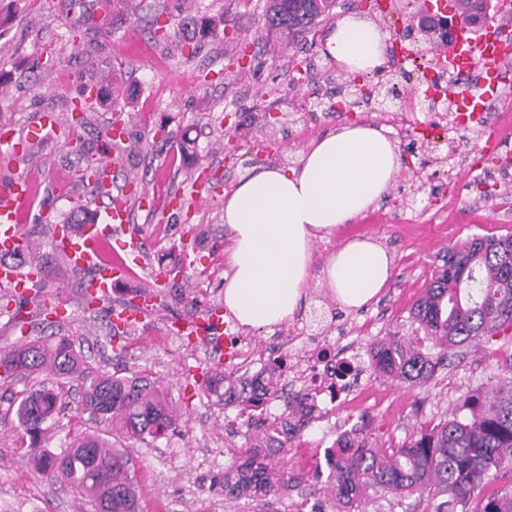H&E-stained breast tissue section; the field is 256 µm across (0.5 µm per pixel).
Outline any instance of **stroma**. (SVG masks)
Returning a JSON list of instances; mask_svg holds the SVG:
<instances>
[{
  "mask_svg": "<svg viewBox=\"0 0 512 512\" xmlns=\"http://www.w3.org/2000/svg\"><path fill=\"white\" fill-rule=\"evenodd\" d=\"M72 12L61 0H0V14L14 12L0 28V127L25 133L42 113H54L67 126L72 104L80 95V74L99 81L100 101L90 123L74 130V140L100 154L106 144L100 131L122 107L132 119L124 144L127 176H149L157 201L171 195L190 196L199 170L209 174L212 188L190 213L158 219L143 205L133 207V228L145 241L140 268L119 284L110 299L86 308L82 298L85 273L59 260L46 242L38 210L66 219L76 206L98 210L105 198L92 196L77 174L78 157L55 134L30 145L19 158L0 157V189L18 176L31 179L37 190L36 210L23 219L31 245L15 255L18 266H38L39 290L68 303L70 323L47 327L37 300L23 307L9 305L0 313V347L35 336L62 333L80 342L93 366L106 371L144 372L157 379L168 399L180 410L178 431L153 442L126 441L132 462L140 512H256L255 503L224 495V469L245 449V436H227L224 425L236 420L239 408L223 407L199 392L194 376L205 355L168 335L170 318L192 317L224 300V252L230 245L224 223V200L238 182L257 167L297 165L302 152L337 128L375 124L364 106L334 114L310 111L306 82L289 88L293 74L320 67L322 89L335 94L346 83L344 70L322 53L336 22L357 13L372 17L369 0H336L330 14L296 44L263 29L267 0H82ZM187 10L223 19L224 34L199 40L197 49H178L151 38L146 22L153 17L177 19ZM284 115V130L269 134L264 113ZM419 126L394 135L397 149L425 147L431 162L421 172L400 168L379 200L386 222L373 224L366 216L342 225L330 237L315 241L313 267L321 269L343 242L371 237L394 257L392 276L377 300L350 311L339 308L320 277H313L294 319L276 328L256 329L244 339L260 352L276 345L302 348L307 336L320 332L314 316L329 320L325 340L351 344L366 354L368 335L397 332L411 335L409 318L414 301L429 282L449 246L475 235L512 233V211L486 202L472 203L469 182L461 174V157L472 156L481 140L476 128L460 133V153L449 156L444 143H425L423 124L431 113L417 107ZM166 127L167 141L139 145L140 135ZM201 227L207 239L197 250L191 269L161 288V306L114 348L108 334L113 305L128 294L150 289L152 275L183 252L191 230ZM182 300H175V293ZM512 358V338L479 340L459 348L448 368L437 370L430 383L396 382L366 371L360 395L327 418L306 421L296 430L291 447L281 452L289 470L303 475L301 484L274 500L273 512H297L300 504L320 503L324 512L340 505L325 481L315 480L319 454L331 445L333 430L369 426L378 445L404 441L417 420L428 421L450 411L456 399L475 386H496V368ZM24 383L0 396V512H93L71 487L43 478L28 460L29 448L17 427L16 409ZM67 410L47 446L58 452L78 432L111 437L107 424L81 413L79 397L64 388Z\"/></svg>",
  "mask_w": 512,
  "mask_h": 512,
  "instance_id": "35a3bbf8",
  "label": "stroma"
}]
</instances>
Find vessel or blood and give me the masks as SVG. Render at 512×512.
Instances as JSON below:
<instances>
[{"instance_id": "vessel-or-blood-1", "label": "vessel or blood", "mask_w": 512, "mask_h": 512, "mask_svg": "<svg viewBox=\"0 0 512 512\" xmlns=\"http://www.w3.org/2000/svg\"><path fill=\"white\" fill-rule=\"evenodd\" d=\"M511 14L512 0H496L495 14L486 20L478 39H470V26L461 20L457 23L456 35L437 48V56L442 63L468 76L473 72L479 75L477 81L468 79L448 86L443 92L445 100L456 108L462 126L479 122L485 104L504 89L503 64L512 56V41L505 37L498 19ZM45 130V125L33 126L21 139L12 129L1 127L0 154H24L26 141L42 139ZM33 199L32 185L22 177L0 192V254L5 257L0 263V285L25 297L33 295L39 273L35 268L23 269L9 263L7 257L22 251L27 245L20 217L32 211ZM131 222L128 193L123 190L99 211L95 223L61 227L53 236L56 251L72 268L90 271L86 288L96 302L108 300L113 288L126 276L129 264L141 261L143 242L139 236L130 234ZM159 303L155 295L135 298L132 304L114 308L112 319L120 324L136 325ZM167 332L189 340L191 346L205 347L209 353V364L222 365L223 305L211 306L201 318L171 321Z\"/></svg>"}]
</instances>
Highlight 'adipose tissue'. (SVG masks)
<instances>
[{
    "label": "adipose tissue",
    "mask_w": 512,
    "mask_h": 512,
    "mask_svg": "<svg viewBox=\"0 0 512 512\" xmlns=\"http://www.w3.org/2000/svg\"><path fill=\"white\" fill-rule=\"evenodd\" d=\"M385 33L362 15L339 19L322 52L352 75L384 63ZM401 163L382 127L350 125L314 142L293 167H264L243 178L224 203L232 235L225 257L224 305L241 331L275 326L297 310L311 281L313 244L372 206ZM392 255L354 238L320 273L337 303L358 309L389 279Z\"/></svg>",
    "instance_id": "ef3b65f1"
}]
</instances>
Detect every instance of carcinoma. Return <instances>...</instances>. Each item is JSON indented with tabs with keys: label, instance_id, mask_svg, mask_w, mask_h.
Listing matches in <instances>:
<instances>
[{
	"label": "carcinoma",
	"instance_id": "carcinoma-1",
	"mask_svg": "<svg viewBox=\"0 0 512 512\" xmlns=\"http://www.w3.org/2000/svg\"><path fill=\"white\" fill-rule=\"evenodd\" d=\"M455 2L471 25L486 18L490 7L489 0ZM334 5L335 0H269L264 27L290 41L302 39ZM153 27L154 36L184 44L196 33L202 38L220 35L210 18L190 13L165 26L156 21ZM92 87L90 81L83 84L71 124L85 123ZM411 317L431 341L430 348L424 351L418 342L396 333L377 336L367 344L369 368L393 380L427 383L454 349L512 329V235L474 236L448 248ZM497 371V389L465 393L450 415L420 425L395 448L376 447L364 426L329 453L328 485L346 506L344 512H357L365 498L392 502L400 512H512V357L497 365ZM44 373L54 383L41 382L25 391L16 410L37 472L70 484L89 499L94 512H140L129 477L131 459L118 440L155 441L178 429L181 414L159 382L143 373L122 375L95 368L68 336L0 348L1 388ZM73 380L82 389L83 411L111 425L114 441L84 433L57 454L45 447V436L66 409L60 388ZM203 392L226 406L238 400L266 406L281 398L278 379L263 388L255 380L236 378L227 368L206 371ZM305 401H285L280 418L304 416ZM246 428L252 443L242 462L224 471V492L230 498L247 495L265 508L301 479L280 458L293 435L271 437L262 412L250 415ZM491 476L509 481L487 495L486 479Z\"/></svg>",
	"mask_w": 512,
	"mask_h": 512
}]
</instances>
